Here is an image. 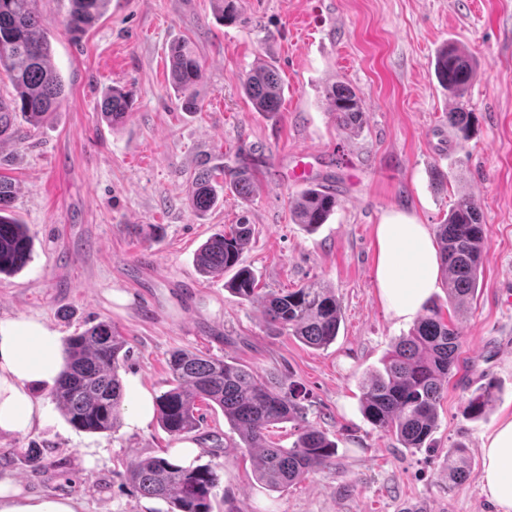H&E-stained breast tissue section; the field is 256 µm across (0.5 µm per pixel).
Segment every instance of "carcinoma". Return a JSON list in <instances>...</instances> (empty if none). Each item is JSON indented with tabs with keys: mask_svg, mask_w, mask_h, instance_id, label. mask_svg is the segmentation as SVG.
<instances>
[{
	"mask_svg": "<svg viewBox=\"0 0 512 512\" xmlns=\"http://www.w3.org/2000/svg\"><path fill=\"white\" fill-rule=\"evenodd\" d=\"M111 0H70L68 27L81 35L107 11ZM221 20L242 21L239 0H214ZM170 77L182 106L197 107L196 87L204 78L198 55L186 40L173 43L169 52ZM0 68L14 90L0 96V142L20 138L21 126L37 128L59 108L63 78L51 59V46L41 28L37 0H0ZM440 85L457 103L448 113V124L464 139L470 133V113L465 97L474 75V58L464 47L447 46L436 60ZM245 95L263 113L280 111L283 83L278 71L265 63L254 66L243 81ZM337 125L354 132L362 129L366 112L358 93L347 84L326 90ZM129 94L112 88L101 104V114L116 129L127 120ZM229 185L245 203L253 195L251 178L243 168L230 173ZM214 170L204 168L195 176L191 205L204 213L214 207L219 191ZM16 187L0 174V274H12L26 266L33 244L26 225L13 216ZM337 205L336 192L323 185L304 189L296 199L292 216L309 230L325 223ZM478 201L458 197L436 236L445 277L448 305L465 308L478 287L481 256L487 242ZM254 235L244 221L224 227L210 236L196 254L203 274L236 269L228 288L243 300H261L269 329L284 330L315 348L336 340L341 307L327 283L312 280L298 288L259 295L252 270L240 265L243 251ZM460 332L446 320L442 308L426 307L408 335L402 337L383 361V369L370 373L362 383L363 411L376 428L394 436L409 450L423 447L438 427V407L453 370L458 368ZM126 337L107 321H99L65 342V366L52 398L67 422L85 433L113 432L120 424L124 385L120 369L128 359ZM170 388L156 398V414L162 428L173 437L194 431L203 419L201 405L218 407L247 448L260 449L256 479L272 491H283L308 474L327 466L336 455V443L313 426H303L296 441L283 448L266 440L267 429L300 418L293 391L283 393L269 379L238 363L220 357L175 351L168 360ZM494 399L485 387L468 401L467 413L483 415ZM457 459L448 467V487L468 476L465 449L456 447ZM127 480L139 493L168 503V512H213L212 498L219 484L215 467L199 464L183 467L166 457L139 459L127 470Z\"/></svg>",
	"mask_w": 512,
	"mask_h": 512,
	"instance_id": "obj_1",
	"label": "carcinoma"
}]
</instances>
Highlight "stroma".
I'll return each mask as SVG.
<instances>
[{"instance_id":"1","label":"stroma","mask_w":512,"mask_h":512,"mask_svg":"<svg viewBox=\"0 0 512 512\" xmlns=\"http://www.w3.org/2000/svg\"><path fill=\"white\" fill-rule=\"evenodd\" d=\"M244 23L217 21L213 0H112L84 35L66 26L69 0H38L65 97L41 127L0 144V172L17 187L15 216L33 254L0 278V320L35 316L58 336L92 323L115 324L131 347L124 374L160 395L167 360L187 350L223 357L292 388L302 419L268 428L291 447L311 425L337 445L330 464L275 492L258 483L249 449L222 411L205 410L184 439L158 421L145 429L83 433L55 413L42 429L0 439V472L33 495L74 497L84 512H167L141 496L127 466L171 457L186 441L196 463L216 465L213 512H404L410 499L431 512H497L481 488L483 437L512 417V0H240ZM190 41L205 76L199 108L185 110L169 80L168 47ZM458 43L476 62L466 98L471 135L448 124L455 108L434 75L437 50ZM282 79L281 109L255 111L242 82L257 59ZM346 83L365 102L360 134L338 127L326 90ZM113 86L131 98L120 128L101 119ZM306 164L307 182L291 174ZM248 168L251 203L233 192L204 214L191 210L200 168ZM338 197L326 224L307 232L291 208L305 184ZM480 203L488 227L480 285L466 311L434 302L460 331L459 370L439 406L427 447L409 451L374 428L361 407V382L382 369L411 323L395 319L375 288V227L392 212L442 223L458 196ZM248 217L255 231L242 263L265 289L319 278L342 309L336 340L313 349L266 327L256 303L226 287L231 272L198 273L199 246ZM157 232H150V225ZM151 256L154 268L139 264ZM492 386L483 418L469 398ZM470 474L449 486L456 444ZM38 450L40 464L29 462Z\"/></svg>"}]
</instances>
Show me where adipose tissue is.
Masks as SVG:
<instances>
[{"mask_svg": "<svg viewBox=\"0 0 512 512\" xmlns=\"http://www.w3.org/2000/svg\"><path fill=\"white\" fill-rule=\"evenodd\" d=\"M375 282L394 318L413 320L431 299L441 273L440 255L428 225L414 216H385L375 228ZM64 366L62 342L36 318L0 321V436L43 428L53 409L37 397L56 384ZM125 424L145 427L154 416V396L139 376L125 382ZM482 491L497 512H512V417L504 419L481 446ZM0 512H83L73 498L24 493L10 474L0 475Z\"/></svg>", "mask_w": 512, "mask_h": 512, "instance_id": "1", "label": "adipose tissue"}]
</instances>
